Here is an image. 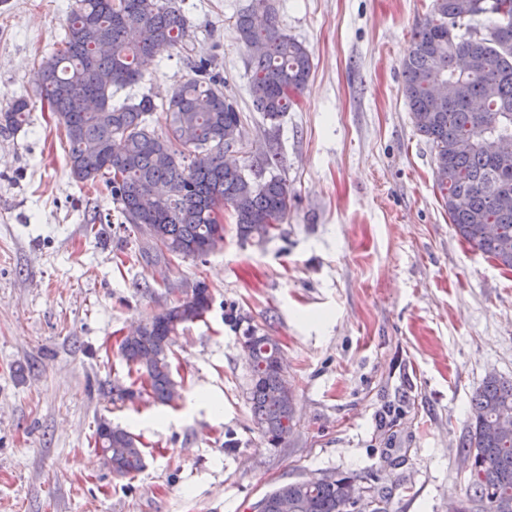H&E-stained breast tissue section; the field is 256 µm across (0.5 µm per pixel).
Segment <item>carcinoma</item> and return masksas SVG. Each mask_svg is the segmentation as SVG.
Listing matches in <instances>:
<instances>
[{
    "instance_id": "obj_1",
    "label": "carcinoma",
    "mask_w": 512,
    "mask_h": 512,
    "mask_svg": "<svg viewBox=\"0 0 512 512\" xmlns=\"http://www.w3.org/2000/svg\"><path fill=\"white\" fill-rule=\"evenodd\" d=\"M257 10L235 21L250 53L249 94L257 111L276 121L292 108L311 72L308 49L281 28L271 0H255ZM187 22L174 0H75L58 47L41 57L36 95L63 127L66 164L80 183L101 181L119 206L123 223L138 241L147 264L169 266L173 258H200L224 244L218 213L229 208L239 235L268 238L288 215V186L276 176L256 180L245 168L229 166L224 155L242 145V115L224 96L223 82L207 59L190 62L189 77L157 105L117 99V92L142 80L141 66L163 52L187 50ZM463 51L481 54L486 66L455 67ZM448 83L460 95L442 101L435 86ZM404 95L417 130L434 154L435 183L448 221L472 248L512 270V0H433L418 24L403 60ZM167 113L166 131L151 116ZM31 112L21 96L0 110V134L17 131ZM497 139L508 152L493 155L484 140ZM159 235L167 250L159 249ZM213 302L208 286L164 309L118 353L129 369L147 376L141 391L120 386L122 400L147 394L171 401L178 386L170 354L185 326L204 318ZM251 368L249 402L257 429L278 446L292 432L293 395L287 390L280 347L254 330L244 332ZM512 420V379L485 377L470 404L463 453L473 460L460 512H512V430L496 429ZM96 448L108 455L111 473L141 471L145 455L130 432L99 420ZM354 474L324 473L285 482L263 499H288L289 512H350L348 501L360 490Z\"/></svg>"
}]
</instances>
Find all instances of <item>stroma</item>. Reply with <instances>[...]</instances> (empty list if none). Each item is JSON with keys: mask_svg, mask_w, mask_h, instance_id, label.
<instances>
[{"mask_svg": "<svg viewBox=\"0 0 512 512\" xmlns=\"http://www.w3.org/2000/svg\"><path fill=\"white\" fill-rule=\"evenodd\" d=\"M177 2L188 54L156 57L120 97L163 101L190 58L211 59L243 116L245 150L226 159L282 178L288 217L258 241L225 216L219 251L156 268L137 260L103 183L71 178L48 107L0 135V512H252L323 472L356 473L389 512H450L467 486L471 399L488 374L512 378V271L449 224L408 112L402 63L432 0H275L312 60L276 129L252 103L236 32L253 0ZM73 4L0 0V109L35 87ZM200 281L213 303L176 339L179 399L119 400L113 385L132 381L121 336ZM247 328L281 348L295 413L278 447L252 422ZM198 392L222 400L223 418L189 409ZM101 418L138 436L141 472L104 468Z\"/></svg>", "mask_w": 512, "mask_h": 512, "instance_id": "stroma-1", "label": "stroma"}]
</instances>
